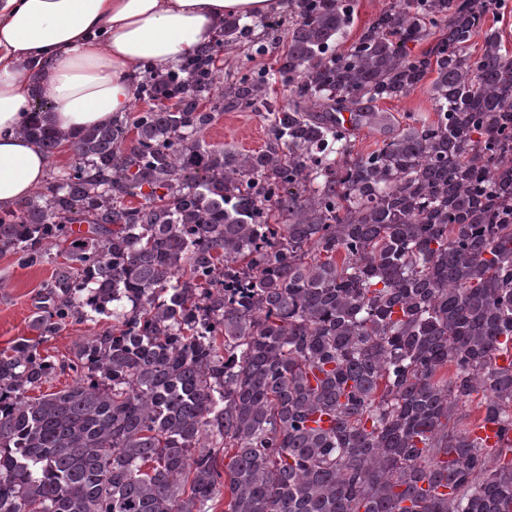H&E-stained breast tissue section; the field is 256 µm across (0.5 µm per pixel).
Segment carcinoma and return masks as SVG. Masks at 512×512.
<instances>
[{"label":"carcinoma","mask_w":512,"mask_h":512,"mask_svg":"<svg viewBox=\"0 0 512 512\" xmlns=\"http://www.w3.org/2000/svg\"><path fill=\"white\" fill-rule=\"evenodd\" d=\"M292 2L286 106L263 73L221 75L225 47L276 44L232 16L111 123L22 127L73 154L0 209V253L56 265L37 336L0 350V512H512V56L490 2L389 0L343 51L356 0ZM426 81L433 117L376 108ZM226 109L267 117L261 151L206 143ZM341 112L381 146L355 152ZM97 316L68 361L42 355ZM475 394L497 448L449 427ZM111 325L112 320L104 319L72 323L55 335L49 336L42 346L49 355L53 356L54 360L62 361L71 356L75 342L89 336H94Z\"/></svg>","instance_id":"obj_1"}]
</instances>
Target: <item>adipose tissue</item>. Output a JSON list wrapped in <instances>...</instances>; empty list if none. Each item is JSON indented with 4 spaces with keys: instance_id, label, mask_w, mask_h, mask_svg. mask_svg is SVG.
<instances>
[{
    "instance_id": "ef3b65f1",
    "label": "adipose tissue",
    "mask_w": 512,
    "mask_h": 512,
    "mask_svg": "<svg viewBox=\"0 0 512 512\" xmlns=\"http://www.w3.org/2000/svg\"><path fill=\"white\" fill-rule=\"evenodd\" d=\"M277 0H0V208L44 183L48 161L21 135L31 119L63 133L127 112L145 66L164 69L212 41L229 16ZM47 111L31 114L35 90Z\"/></svg>"
}]
</instances>
